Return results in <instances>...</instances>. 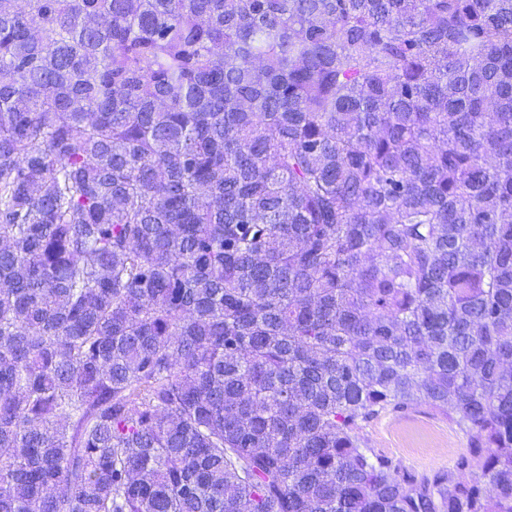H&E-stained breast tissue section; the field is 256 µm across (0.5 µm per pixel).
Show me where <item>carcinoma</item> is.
<instances>
[{"label": "carcinoma", "instance_id": "1", "mask_svg": "<svg viewBox=\"0 0 512 512\" xmlns=\"http://www.w3.org/2000/svg\"><path fill=\"white\" fill-rule=\"evenodd\" d=\"M508 366L512 0H0V512H512ZM360 435L368 448L391 459L401 473L448 471L467 448L463 432L426 408L382 413L362 423Z\"/></svg>", "mask_w": 512, "mask_h": 512}]
</instances>
